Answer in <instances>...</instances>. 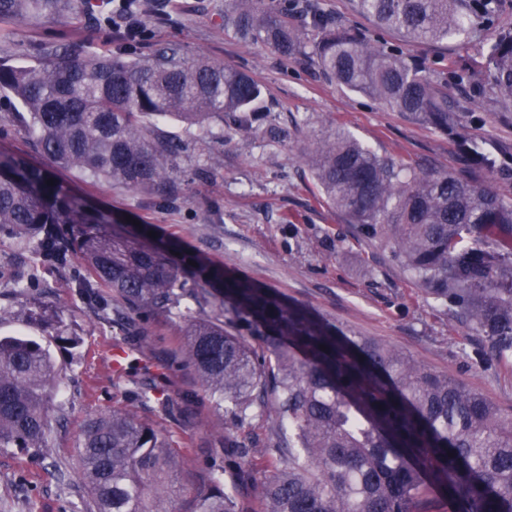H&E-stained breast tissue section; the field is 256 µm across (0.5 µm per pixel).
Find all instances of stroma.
I'll list each match as a JSON object with an SVG mask.
<instances>
[{"instance_id":"stroma-1","label":"stroma","mask_w":512,"mask_h":512,"mask_svg":"<svg viewBox=\"0 0 512 512\" xmlns=\"http://www.w3.org/2000/svg\"><path fill=\"white\" fill-rule=\"evenodd\" d=\"M373 43L397 41L356 15L350 0H300ZM80 15L0 20V61L26 62L44 42L84 43L110 54L120 43L105 21L109 0H91ZM225 0H139L146 35L139 55L176 41L188 58L204 57L247 72L261 85L267 120L247 131L232 124L203 134L172 121L164 129L186 143L185 174L179 198L144 194L107 183H92L73 170L56 176L90 205L119 218L157 225L202 259L224 264L238 275L271 288L358 336L398 347L428 368L448 374L491 399L512 416V368L497 363L476 367L470 355L481 343L443 312L410 279L378 242L357 237L345 216L322 200L303 158L315 139L342 127L379 155L417 170L449 173L491 188L512 201V109L478 99L462 135L415 122L383 103L326 80L310 60L280 55L260 41L224 29ZM398 42V41H397ZM401 44V43H400ZM405 54L441 81L451 98L460 93L442 74L447 59L474 54L452 39L436 45L402 43ZM478 140L501 164L489 172L465 166L461 137ZM31 297L54 302L84 338L76 355L51 353L61 369L54 390L62 420L49 436V456L33 457L14 448L0 450V512H74L87 491L76 452L83 423L95 413L124 407L147 421H159L176 447L188 449L186 479L178 502L208 473L218 437V417L194 375L173 366L186 323L178 316L150 318L145 348L136 351L140 381L159 378L181 408L162 417L142 406L131 384L117 383L111 352L124 340L111 321L87 313L65 283L84 273L81 261L63 270L38 269Z\"/></svg>"}]
</instances>
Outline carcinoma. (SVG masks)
Wrapping results in <instances>:
<instances>
[{
    "label": "carcinoma",
    "mask_w": 512,
    "mask_h": 512,
    "mask_svg": "<svg viewBox=\"0 0 512 512\" xmlns=\"http://www.w3.org/2000/svg\"><path fill=\"white\" fill-rule=\"evenodd\" d=\"M353 4L407 41L475 44L472 63L449 61L450 81L466 95L512 105V0ZM85 7L84 0H0V19ZM224 28L284 56L308 57L326 79L413 120L445 133L462 127L458 102L426 68L296 0H226ZM2 98L16 104L14 121L50 161L92 182L173 195L185 143L153 120L173 116L209 132L229 119L246 130L261 118L262 89L236 67L186 59L172 43L147 57L84 47L61 56L46 45L30 63L0 64ZM463 147L471 165L496 168L480 142ZM306 160L324 199L358 235L379 241L427 295L483 336L478 364L512 359V201L381 157L339 127ZM51 178L49 169L0 151V239L32 244L42 268L83 259L91 275L65 287L90 313H114L123 335L143 336L142 324L156 314L188 301L202 311L219 300L218 314L190 320L176 361L194 372L224 425L271 419L263 447L225 435L215 451L234 463L240 481L263 475L259 512H512V417L487 397L220 266L190 254L172 260L148 240L146 226L109 231L117 219L58 180L46 184ZM35 276H17L23 300L0 307V322H39L63 349H77L83 338L63 313L28 297ZM58 376L39 341L0 336V448L47 452ZM138 398L165 416L178 410L158 385ZM79 440L83 512H181L171 489L187 449L157 427L114 408L87 419ZM225 472L211 466L187 512H247Z\"/></svg>",
    "instance_id": "1"
}]
</instances>
